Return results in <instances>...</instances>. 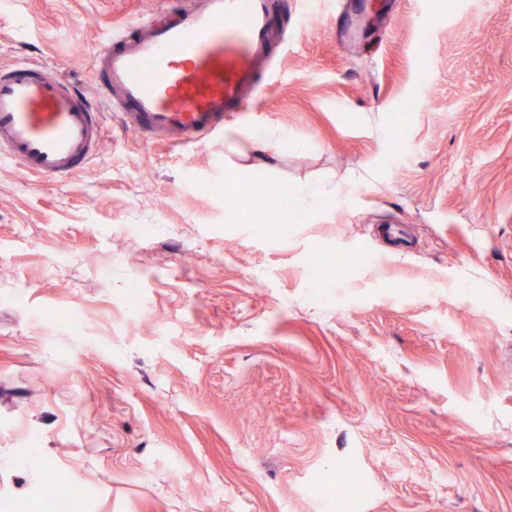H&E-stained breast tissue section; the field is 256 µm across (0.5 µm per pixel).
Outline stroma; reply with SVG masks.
<instances>
[{"instance_id": "stroma-1", "label": "stroma", "mask_w": 512, "mask_h": 512, "mask_svg": "<svg viewBox=\"0 0 512 512\" xmlns=\"http://www.w3.org/2000/svg\"><path fill=\"white\" fill-rule=\"evenodd\" d=\"M163 2L0 0V65L93 95L96 48ZM279 2L223 129L108 112L70 177L0 161V512L50 470L76 512H332L349 467L362 512H512V0ZM299 183L336 199L228 223Z\"/></svg>"}]
</instances>
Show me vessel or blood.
Segmentation results:
<instances>
[{
	"label": "vessel or blood",
	"instance_id": "obj_1",
	"mask_svg": "<svg viewBox=\"0 0 512 512\" xmlns=\"http://www.w3.org/2000/svg\"><path fill=\"white\" fill-rule=\"evenodd\" d=\"M270 0H179L175 14L134 26L95 53L96 90L128 131L190 143L219 130L263 90ZM103 114L37 63L0 68V156L52 182L84 169L103 140Z\"/></svg>",
	"mask_w": 512,
	"mask_h": 512
}]
</instances>
